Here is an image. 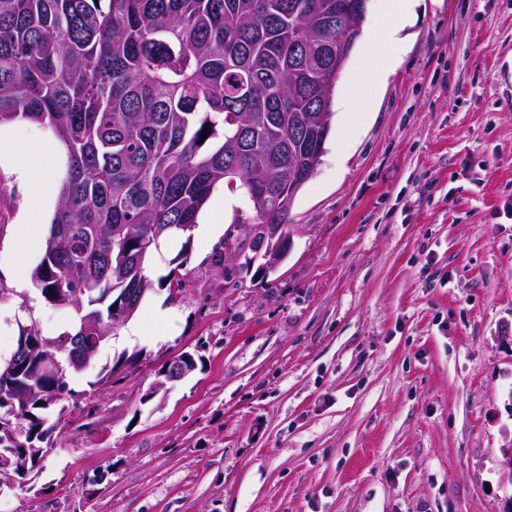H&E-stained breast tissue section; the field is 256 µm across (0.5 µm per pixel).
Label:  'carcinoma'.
<instances>
[{"mask_svg": "<svg viewBox=\"0 0 512 512\" xmlns=\"http://www.w3.org/2000/svg\"><path fill=\"white\" fill-rule=\"evenodd\" d=\"M365 17L363 0H0V127L42 125L67 157L33 282L82 307L56 337L19 328L0 366V488L28 481L56 430L92 428L97 395L142 360L69 386L152 289L153 249L196 224L218 183L288 232V190L331 130L336 38L356 43Z\"/></svg>", "mask_w": 512, "mask_h": 512, "instance_id": "carcinoma-1", "label": "carcinoma"}]
</instances>
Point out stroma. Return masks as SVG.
Segmentation results:
<instances>
[{
	"mask_svg": "<svg viewBox=\"0 0 512 512\" xmlns=\"http://www.w3.org/2000/svg\"><path fill=\"white\" fill-rule=\"evenodd\" d=\"M401 36L391 66L354 47L333 98L354 88L359 105L332 116L277 271L240 276L228 258L217 273V236L162 240L144 335L113 336L70 385L125 352L140 366L0 512H512V0H419ZM6 132L18 162L36 156V181L60 187L53 134ZM0 185L6 358L20 327L56 336L72 313L11 286L12 265L41 261L51 216L19 223L23 192L1 172ZM202 215L232 234L253 210L221 184ZM172 271L173 301L157 285ZM183 351L203 368L154 391Z\"/></svg>",
	"mask_w": 512,
	"mask_h": 512,
	"instance_id": "1",
	"label": "stroma"
}]
</instances>
